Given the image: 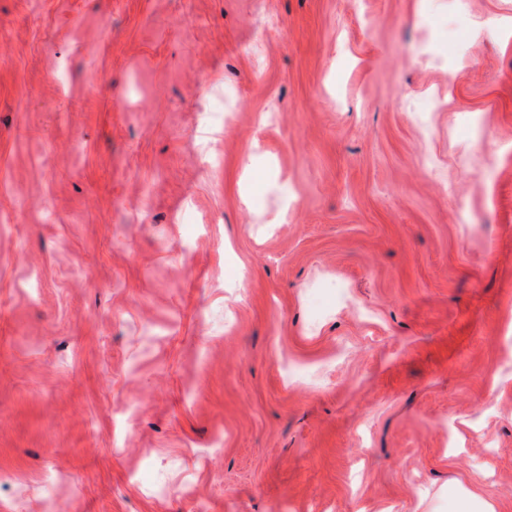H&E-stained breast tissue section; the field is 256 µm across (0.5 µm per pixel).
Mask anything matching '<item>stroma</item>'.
I'll use <instances>...</instances> for the list:
<instances>
[{
    "label": "stroma",
    "instance_id": "1",
    "mask_svg": "<svg viewBox=\"0 0 512 512\" xmlns=\"http://www.w3.org/2000/svg\"><path fill=\"white\" fill-rule=\"evenodd\" d=\"M512 512V0H0V512ZM448 497L450 498L448 512H496L492 503L486 502L473 493L456 494L448 489ZM477 504H480L484 510H475Z\"/></svg>",
    "mask_w": 512,
    "mask_h": 512
}]
</instances>
